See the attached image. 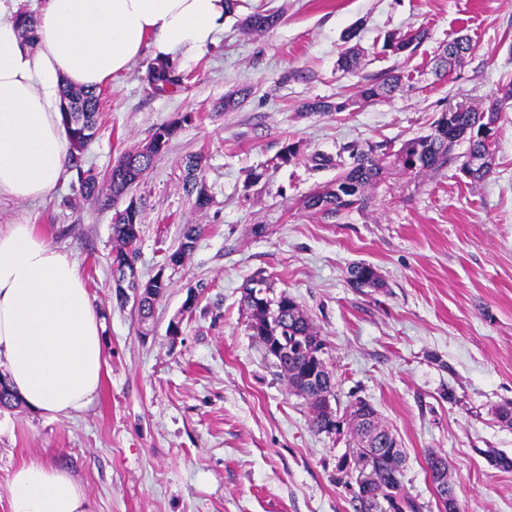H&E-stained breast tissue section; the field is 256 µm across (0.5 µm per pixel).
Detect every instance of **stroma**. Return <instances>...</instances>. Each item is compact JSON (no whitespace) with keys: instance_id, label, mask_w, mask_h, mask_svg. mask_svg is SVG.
<instances>
[{"instance_id":"stroma-1","label":"stroma","mask_w":512,"mask_h":512,"mask_svg":"<svg viewBox=\"0 0 512 512\" xmlns=\"http://www.w3.org/2000/svg\"><path fill=\"white\" fill-rule=\"evenodd\" d=\"M256 11L281 20L247 32L242 22ZM353 27L363 56L349 74L338 58ZM418 27L428 38L412 56L382 53L386 34ZM458 33L474 49L436 78L430 60ZM151 62L143 55L101 90L97 136L49 196H0V227L36 225L75 256L105 320L107 358L98 396L73 418L23 405L0 411V512H10L9 477L26 459L66 469L89 512H357L350 427L312 431L306 400L250 334L241 292L258 272L271 297H293L318 330L339 415L365 399L395 434L404 491L420 512H442L425 463L431 451L448 460L460 512H512V470L489 460L512 456V427L495 413L512 401V110L500 115L494 168L479 184L459 171L460 144L440 169L391 170L363 208L331 217L304 205L336 177L314 169L312 155L350 143L397 152L441 110L484 105L511 81L512 0H239L217 47L175 63L180 87L152 88ZM392 69L415 74L411 91L356 101L359 84ZM231 96L238 103L228 110ZM313 99L350 106L306 113ZM171 122L176 135L132 190L140 278L161 268L183 225L203 232L170 272L143 336L133 305L117 304L112 287V215L126 202L81 200L78 172L107 173ZM288 143L297 160L273 168ZM191 155L202 158L205 209L185 182ZM360 262L381 287H352L348 270ZM194 287L201 293L170 338L168 323Z\"/></svg>"}]
</instances>
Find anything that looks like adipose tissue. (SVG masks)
<instances>
[{
    "label": "adipose tissue",
    "mask_w": 512,
    "mask_h": 512,
    "mask_svg": "<svg viewBox=\"0 0 512 512\" xmlns=\"http://www.w3.org/2000/svg\"><path fill=\"white\" fill-rule=\"evenodd\" d=\"M227 0H43L28 45L0 19V196L36 200L65 170L62 82L100 90L151 53L191 59L217 43ZM102 323L71 253L32 224L0 228V366L26 406L50 418L85 409L106 366ZM10 512H87L65 470L20 463Z\"/></svg>",
    "instance_id": "ef3b65f1"
}]
</instances>
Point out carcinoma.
<instances>
[{
    "label": "carcinoma",
    "instance_id": "cac0c4a2",
    "mask_svg": "<svg viewBox=\"0 0 512 512\" xmlns=\"http://www.w3.org/2000/svg\"><path fill=\"white\" fill-rule=\"evenodd\" d=\"M280 16L275 12H257L244 21V28L253 33H264L277 26ZM428 38L426 30L410 29L399 35H390L383 44V51L401 56L412 54ZM473 51L470 39L463 36L454 37L444 45L435 63V74L448 72L452 65L461 62ZM361 63V49L354 45L346 49L339 59V67L346 72L356 71ZM148 80L158 90L180 83L171 67L148 68ZM408 91L399 74L394 71L383 73L379 78L361 85L357 97L370 102L391 99ZM66 106L63 121L67 127L70 147L74 152H82L95 139L98 130L99 94L76 88L71 85L63 89ZM310 114L341 112L346 108L344 102L314 100L303 105ZM512 109V85L483 108L471 106L456 107L442 111L431 125L430 132L406 142L394 154V159L384 163L376 155L373 147H361L350 144L343 148L351 162L336 159L331 155L316 153L312 162L317 169H336V179L322 190L312 193L305 201V207L327 215L360 208L365 203V191L378 183L392 168L406 171L431 170L448 164V158L454 147L452 139L468 144L463 155L460 170L474 183L484 181L492 172L493 154L495 152L494 126L499 114ZM178 130V123L162 124L156 127L149 141L137 148L127 151L115 162L112 169L104 176L87 170L80 173V196L85 200L117 201L128 195L141 183L153 163L168 146ZM201 169V160L197 156L187 158L185 162L186 182L196 190L195 206L206 208L211 198L205 186L198 182L194 172ZM140 234L139 207L126 205L115 210L112 216V266L122 267L136 262L135 244ZM200 237V228L186 224L182 229L179 244L167 251L164 266L176 270L184 265L188 255L193 251ZM350 282L360 284L362 288H378L380 279L374 269L366 264L356 265L349 271ZM144 296L137 306L140 320L153 316L155 304L169 287L168 279L154 275L144 282ZM270 285L261 275H255L242 287L241 302L250 314L249 329L262 348L278 336L297 338L305 343V348L292 351V354L275 360L280 375L286 380L289 390L305 398L310 408V427L316 432L328 431L331 413L322 398L323 388H316L307 380L310 372L319 362L314 356V342H321L318 331L309 318L300 309L294 299L282 294L277 298L268 296ZM354 433L359 439L360 459L370 468L371 480L359 484L356 499L363 512H369L379 501H394L398 506L392 512H418L413 499L403 493L402 464L389 462L387 451L381 440L390 432L380 423L365 429L356 424ZM426 463L433 482L450 494H456V483L447 478L448 463L441 456L430 454Z\"/></svg>",
    "mask_w": 512,
    "mask_h": 512
}]
</instances>
